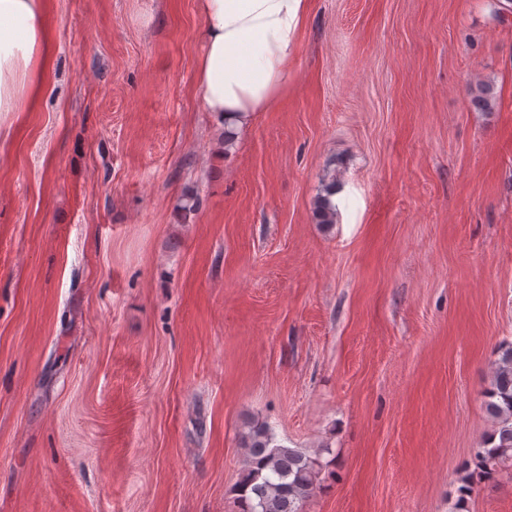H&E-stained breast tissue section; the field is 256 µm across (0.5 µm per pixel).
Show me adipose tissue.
<instances>
[{
	"instance_id": "adipose-tissue-1",
	"label": "adipose tissue",
	"mask_w": 512,
	"mask_h": 512,
	"mask_svg": "<svg viewBox=\"0 0 512 512\" xmlns=\"http://www.w3.org/2000/svg\"><path fill=\"white\" fill-rule=\"evenodd\" d=\"M312 0H197L204 49L195 80L206 111L240 129L274 110L288 78ZM47 0H0V115L20 103V76L46 62Z\"/></svg>"
}]
</instances>
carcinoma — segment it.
I'll return each mask as SVG.
<instances>
[{"mask_svg": "<svg viewBox=\"0 0 512 512\" xmlns=\"http://www.w3.org/2000/svg\"><path fill=\"white\" fill-rule=\"evenodd\" d=\"M474 103L492 109L495 96L488 86L479 87ZM336 212L329 198L317 201L321 224H331ZM487 392V413L494 429L486 446L476 452L477 475L489 477L499 463L512 461V341L501 342ZM244 469L234 486L240 512H302L303 505L320 490L323 464L301 448L276 443L268 425H253L244 436Z\"/></svg>", "mask_w": 512, "mask_h": 512, "instance_id": "1", "label": "carcinoma"}]
</instances>
